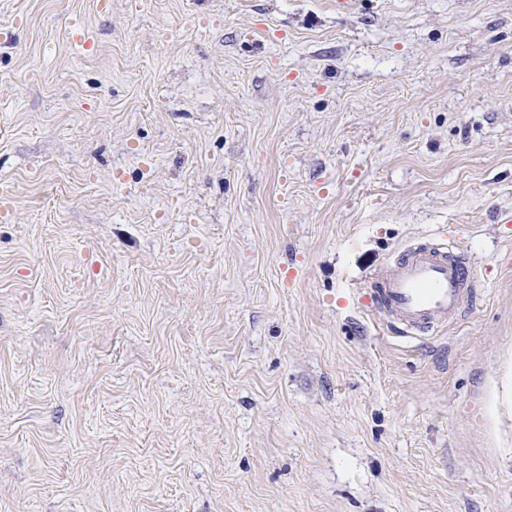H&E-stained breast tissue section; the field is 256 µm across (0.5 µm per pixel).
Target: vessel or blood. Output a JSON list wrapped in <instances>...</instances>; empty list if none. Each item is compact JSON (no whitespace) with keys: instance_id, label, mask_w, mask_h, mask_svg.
I'll return each instance as SVG.
<instances>
[{"instance_id":"vessel-or-blood-1","label":"vessel or blood","mask_w":512,"mask_h":512,"mask_svg":"<svg viewBox=\"0 0 512 512\" xmlns=\"http://www.w3.org/2000/svg\"><path fill=\"white\" fill-rule=\"evenodd\" d=\"M474 280L471 262L456 245L410 243L375 272L361 301L384 316L397 337L414 339L456 322Z\"/></svg>"}]
</instances>
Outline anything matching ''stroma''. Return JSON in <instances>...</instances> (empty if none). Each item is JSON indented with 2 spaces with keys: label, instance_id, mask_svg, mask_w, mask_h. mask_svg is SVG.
Returning <instances> with one entry per match:
<instances>
[{
  "label": "stroma",
  "instance_id": "35a3bbf8",
  "mask_svg": "<svg viewBox=\"0 0 512 512\" xmlns=\"http://www.w3.org/2000/svg\"><path fill=\"white\" fill-rule=\"evenodd\" d=\"M331 2L0 0V512H512V0ZM473 282L474 268L456 245L409 243L375 272L361 302L384 316L397 337L414 339L456 322Z\"/></svg>",
  "mask_w": 512,
  "mask_h": 512
}]
</instances>
